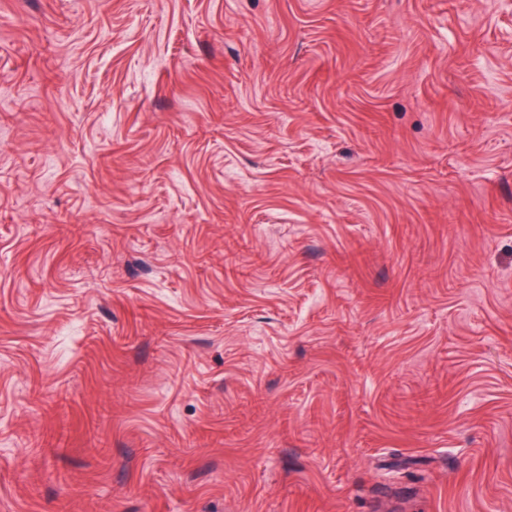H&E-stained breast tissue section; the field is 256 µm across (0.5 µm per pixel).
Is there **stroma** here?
Here are the masks:
<instances>
[{"label": "stroma", "instance_id": "1", "mask_svg": "<svg viewBox=\"0 0 512 512\" xmlns=\"http://www.w3.org/2000/svg\"><path fill=\"white\" fill-rule=\"evenodd\" d=\"M0 512H512V0H0Z\"/></svg>", "mask_w": 512, "mask_h": 512}]
</instances>
